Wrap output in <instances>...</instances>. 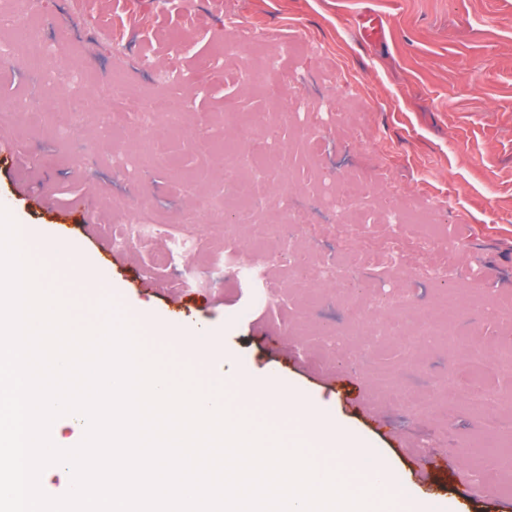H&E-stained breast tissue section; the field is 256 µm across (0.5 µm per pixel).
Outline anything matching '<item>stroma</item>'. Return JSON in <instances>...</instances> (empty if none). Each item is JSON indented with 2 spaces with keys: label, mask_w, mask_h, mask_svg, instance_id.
<instances>
[{
  "label": "stroma",
  "mask_w": 512,
  "mask_h": 512,
  "mask_svg": "<svg viewBox=\"0 0 512 512\" xmlns=\"http://www.w3.org/2000/svg\"><path fill=\"white\" fill-rule=\"evenodd\" d=\"M369 9L383 20L385 42H365L358 30ZM102 13L95 27L74 0H42L26 28L79 67L87 97L117 83L190 108L180 128L147 147L149 131L110 102L87 109L61 84L43 93L25 67L23 30L0 26V43L14 48L13 60L0 62V142L16 150L13 164L0 163V202L27 228L42 283L74 301L84 321L113 298L149 351L175 363L185 351L165 329L179 318L209 324L226 339L231 372H273L304 389L407 495L446 512H512V468L494 464L512 456V407L474 403L464 371L471 344L496 364L502 337L512 335V321L482 314L512 298V0H103ZM201 28L208 37L198 43ZM240 29L296 51L277 135L263 153L270 176L257 191L311 207L308 223L287 229L278 209L266 210L271 232L257 244L250 215H224L236 179L255 177L253 158L222 168L197 144L201 133L223 141V101L268 114L261 92L238 99L237 80L199 81L201 60H216ZM168 58L180 72L171 82L159 72ZM29 98L44 109L39 123L14 109ZM66 126L75 135L63 140L57 131ZM359 177L396 193L407 222L361 224L343 240L336 190ZM194 198L211 206L209 222L195 223ZM427 209L433 223H414ZM439 235L454 247L446 278L369 277L372 291L411 295L426 314L442 313L444 286L463 297L430 344L413 336L367 344L344 285L297 287L294 264L277 260L287 238L343 275L363 239L406 246ZM48 238L75 246L80 275L40 250ZM175 240L182 250L157 265ZM395 378L433 406L391 402L385 388ZM491 414L501 418L494 432L484 427ZM460 468L470 486L454 479Z\"/></svg>",
  "instance_id": "stroma-1"
}]
</instances>
